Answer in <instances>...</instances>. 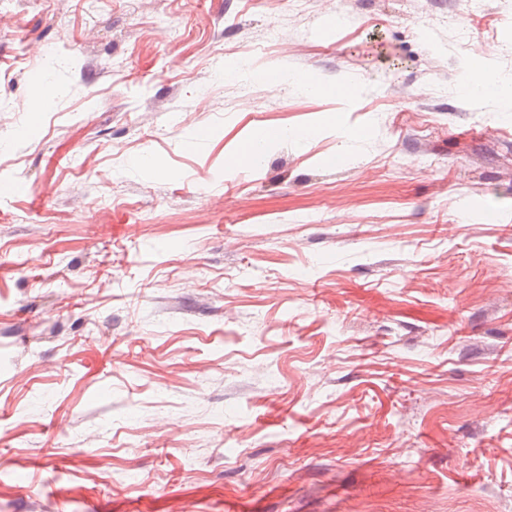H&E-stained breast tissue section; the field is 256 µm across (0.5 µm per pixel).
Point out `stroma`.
I'll use <instances>...</instances> for the list:
<instances>
[{"label": "stroma", "mask_w": 512, "mask_h": 512, "mask_svg": "<svg viewBox=\"0 0 512 512\" xmlns=\"http://www.w3.org/2000/svg\"><path fill=\"white\" fill-rule=\"evenodd\" d=\"M484 3L0 0V512H512ZM473 77L466 85V92L471 99L479 101L487 98H497L507 102L512 101V82L498 79L491 70L480 60L476 59L471 66Z\"/></svg>", "instance_id": "obj_1"}]
</instances>
